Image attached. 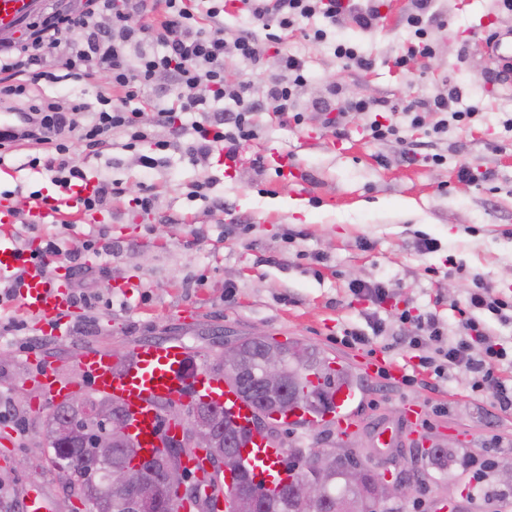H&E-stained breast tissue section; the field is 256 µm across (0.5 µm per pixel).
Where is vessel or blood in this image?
<instances>
[{
    "label": "vessel or blood",
    "mask_w": 512,
    "mask_h": 512,
    "mask_svg": "<svg viewBox=\"0 0 512 512\" xmlns=\"http://www.w3.org/2000/svg\"><path fill=\"white\" fill-rule=\"evenodd\" d=\"M31 5L32 0H0V31L17 28L30 12ZM16 221L9 207L0 208V279H11L17 268H26L23 283L17 290L21 308L42 333L59 334L58 320L71 311L72 305L54 280L36 271L35 267L25 266L11 233ZM185 356V349L178 344L138 342L131 349V363L124 369L113 368L108 353L98 348L85 349L78 360V368L92 379L102 394L121 401L135 410L138 420L149 424L153 421L158 401L185 400L186 394L181 387V362ZM197 381L202 393L223 392L225 411L240 425H249L252 406L234 392L223 390L220 376L203 370ZM356 399V392L349 387L339 389L334 407L323 416V423L336 426L345 434L352 432L356 422L350 408ZM281 454L277 443L259 429L253 430L244 450L257 480L264 482L275 477L274 465Z\"/></svg>",
    "instance_id": "b4317fda"
}]
</instances>
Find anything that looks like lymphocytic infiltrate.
Segmentation results:
<instances>
[{"label":"lymphocytic infiltrate","mask_w":512,"mask_h":512,"mask_svg":"<svg viewBox=\"0 0 512 512\" xmlns=\"http://www.w3.org/2000/svg\"><path fill=\"white\" fill-rule=\"evenodd\" d=\"M434 2L410 0L405 22L415 40L395 57L396 67H406L418 56L433 57L429 32L445 24ZM231 7L247 16L249 27L228 40L224 37V15ZM316 17L322 18L324 25L311 28L308 37L317 42L325 40L329 30L348 22L369 30L382 18L380 0H88L78 13L45 20L28 43L0 42V73L29 69L36 84L86 82L95 75H106L110 90L97 94V108L83 129L84 138L100 143L119 130L127 135L128 148L150 141L158 150L168 148V141L155 139L151 130L140 127L126 105L142 97L158 74L172 75L177 99L172 105L153 102L156 125H173L179 112H203V119L191 125L190 151L195 160L207 162L216 151L234 158L244 141L256 138L258 129L252 88L246 83L227 84L226 56L256 67L273 65L263 99L273 111L291 114L294 122H301L302 115L296 110L297 91L307 81L306 62L277 47L264 32L274 26L285 32ZM73 30L82 33V40L70 38ZM47 55L55 57L56 71L41 69ZM460 98V90L452 87L428 101L425 110L410 103L404 112L414 126L423 124L427 111L450 114L464 124L478 110L473 106L457 110L455 104ZM223 100L232 101L233 109L209 112L210 103ZM78 109V104L63 95L29 105L25 125L1 132L0 144L26 141L41 145L42 153L30 156V166L50 174L52 183L64 189L83 186L88 176L70 157L66 137L74 129L68 117ZM467 303L472 313L462 319L461 335L430 353L425 350V338L442 335L435 317L402 311L400 322L414 324L417 329L408 345L418 352L420 366L436 378L446 379L454 369L466 370L472 374L476 390L489 394L499 407L511 408L512 386L495 374L497 366L506 361L507 350L486 335L474 313L479 310L500 316L512 311V302L503 300L477 278Z\"/></svg>","instance_id":"1"}]
</instances>
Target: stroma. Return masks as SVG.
<instances>
[{
	"label": "stroma",
	"mask_w": 512,
	"mask_h": 512,
	"mask_svg": "<svg viewBox=\"0 0 512 512\" xmlns=\"http://www.w3.org/2000/svg\"><path fill=\"white\" fill-rule=\"evenodd\" d=\"M408 6L409 0H385L377 28L348 24L322 42L290 33L286 46L306 59L309 71L297 92L303 121L256 113L258 135L242 146L232 173H225L219 153L194 163L188 139L155 126L145 104L139 123L172 141L156 152L153 168L140 166L119 131L108 146L74 142L88 176L113 189L97 222L30 223V192L56 195L60 189L25 167L33 145L8 149L0 190L8 191L6 203L18 218L12 227L17 244L35 252L51 239L69 250V292L78 312L64 319L69 337L63 340L32 331L18 297L0 303V337L9 340L8 357L0 360V512H21L34 484L49 498L51 512L90 509L77 481L51 463V450L28 440L53 406L36 382L41 365L84 393L92 386L76 358L85 347L126 352L136 341H167L183 345L201 368L217 363L225 341L258 330L314 346L361 378L354 435L341 437L326 425H283L285 444L360 453L376 447L377 430L387 428L396 452L373 454L366 464L379 476L415 486L422 508L408 501L400 512H429L428 503L451 488L470 492L465 512H512V485L476 482L458 464L438 468L410 438L415 429L496 468L512 467V408L472 391L471 376L462 370L445 381L406 386L401 379L364 375L358 360L370 349L403 376L412 374L416 361L402 344L411 330L399 322L400 310L434 313L442 340L451 341L474 277L512 299V132L504 127L512 118V82L500 79L476 38L480 31L512 30V14L497 0H438L447 24L430 32L435 54L403 71L393 60L412 38L404 21ZM339 39L358 45L372 67L338 59ZM332 83L347 97L374 102L375 118L397 125L400 138L373 141L367 128L375 118L356 112L326 126L312 103ZM452 86L462 92L459 108L479 105V116L465 127L449 122L437 135L432 127L440 116L429 112L422 127L411 128L402 106L424 104ZM275 154L288 156L305 175L307 195L280 178L270 163ZM433 154L442 155V164L430 163ZM467 163L481 165L491 181L459 180ZM146 188L154 201L145 211L135 199ZM424 237L437 242L435 251L420 250ZM359 281L384 283L387 303L353 296L349 286ZM372 313L385 321V335L368 348L340 344L344 330L366 329Z\"/></svg>",
	"instance_id": "1"
}]
</instances>
